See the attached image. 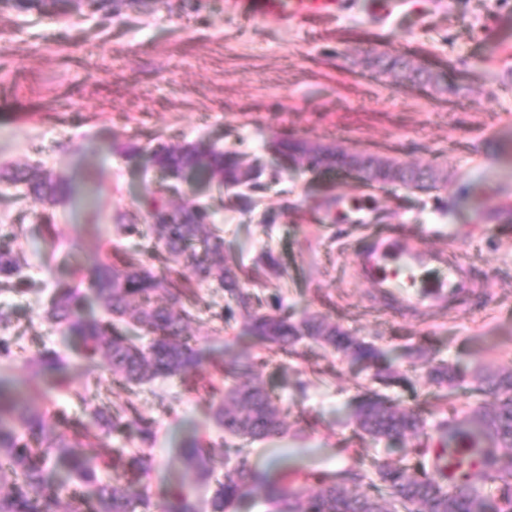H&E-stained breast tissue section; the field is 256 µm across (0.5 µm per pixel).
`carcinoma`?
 Wrapping results in <instances>:
<instances>
[{"instance_id":"obj_1","label":"carcinoma","mask_w":512,"mask_h":512,"mask_svg":"<svg viewBox=\"0 0 512 512\" xmlns=\"http://www.w3.org/2000/svg\"><path fill=\"white\" fill-rule=\"evenodd\" d=\"M382 66L422 84L435 82L431 71L404 57H390ZM267 151L275 158L272 167L259 156L247 162L237 151L202 142L161 143L154 148L150 163L164 184L145 201V209L153 239L151 258L160 269L141 262L117 266L112 249H107L90 282L107 317L86 318L78 293L59 287L48 299L52 324L79 340L87 359L100 361L113 378L125 383L193 376L200 360L185 333L189 323L199 320V300L182 279V268L196 284L214 287L227 298L224 311L213 316L221 322L215 331L239 319L244 332L265 350L299 357L298 345H316L354 364L375 367V380L383 384L392 381L395 375L380 365L381 354L374 345L355 339L322 315L292 319L276 293L263 299L242 288L238 264L224 257V229L213 223L208 206L171 205L180 183L193 173L236 200H248L263 189L267 173L274 179L298 164L311 171L348 167L346 155H311L299 141H274ZM0 180L24 186L25 196L41 205L32 215L43 224L51 223L47 207L62 192L59 182L25 168L0 170ZM434 182L431 171L405 166L402 185L427 191ZM16 241L15 235L0 239V290H24ZM254 264L270 276H283L280 261L270 250ZM65 366L63 354L45 350L31 362L32 394L24 396L0 383V512H198L183 493L157 503L144 487L134 484L133 477L152 467L147 449L130 454L123 473L110 481L102 478V471L112 467V459L83 452L94 442L106 444L115 433L128 432L141 443L152 444L155 420L135 406H96L88 424L57 415L47 425L50 377ZM219 371L224 386L211 387L212 415L224 434L257 441L285 433L287 411L259 381L255 355H238L222 363ZM429 382L451 404L448 414L433 424L373 388H364L357 399L358 432L377 441L415 439L417 444L407 451L409 460L339 469L323 476L314 493L286 473L271 477L243 445L217 454L190 436L181 441L179 456L184 470L209 487L208 512H227L253 493L265 494L279 512H512V371L490 379L475 377L469 385L458 371L438 364L429 371ZM462 389L474 401L458 407L454 400ZM466 436L472 439L470 453L483 461L484 469L464 470L450 484L447 446L431 457L427 448L436 437L453 441Z\"/></svg>"}]
</instances>
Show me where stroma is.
I'll use <instances>...</instances> for the list:
<instances>
[{"label": "stroma", "mask_w": 512, "mask_h": 512, "mask_svg": "<svg viewBox=\"0 0 512 512\" xmlns=\"http://www.w3.org/2000/svg\"><path fill=\"white\" fill-rule=\"evenodd\" d=\"M399 53L430 69L436 84L382 71L378 59ZM274 138L433 170L427 192L378 184L368 218L455 251L474 286L436 310L377 297L349 264L362 225L321 205L359 191L348 169L289 168L247 208L216 187L184 185L181 204H211L227 255L248 264L273 250L288 313L327 316L373 344L401 376L387 394L428 422L449 410L428 382L429 366L444 362L469 376L512 369V0H408L389 16L373 13L370 0H340L335 15L287 26L246 20L234 0H111L96 14L59 15L0 0V168L47 174L67 189L49 232L31 217L22 188L0 182V234H17L31 283L23 295L0 292V307L13 312L0 338L14 350L0 358V382L25 389L31 358L55 349L69 365L53 410L83 420L89 406L129 403L154 418L155 463L144 484L157 502L183 490L197 503L207 498L169 432L183 423L201 440L221 441L208 399L175 377L128 387L87 367L43 299L60 285L87 290L117 222H144L138 201L161 181L149 163L158 143L203 141L261 156ZM266 210L277 212L275 224L261 223ZM200 294L203 319L189 334L211 380L224 359L255 345L237 324L213 334L209 318L224 299L207 287ZM411 347L423 348L424 359H409ZM313 370L323 379L298 393L296 380ZM371 376L316 346L299 358L267 356L262 377L290 408L277 442L318 473L399 460L402 445L355 432V397ZM73 386L86 387L87 402L70 395Z\"/></svg>", "instance_id": "stroma-1"}]
</instances>
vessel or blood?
I'll return each mask as SVG.
<instances>
[{"mask_svg":"<svg viewBox=\"0 0 512 512\" xmlns=\"http://www.w3.org/2000/svg\"><path fill=\"white\" fill-rule=\"evenodd\" d=\"M338 5L339 0H242L247 18L285 23L334 14ZM351 262L377 295L386 299L401 296L413 307H446L466 285V270L452 256L372 224L367 227L365 245L353 250Z\"/></svg>","mask_w":512,"mask_h":512,"instance_id":"b4317fda","label":"vessel or blood"}]
</instances>
